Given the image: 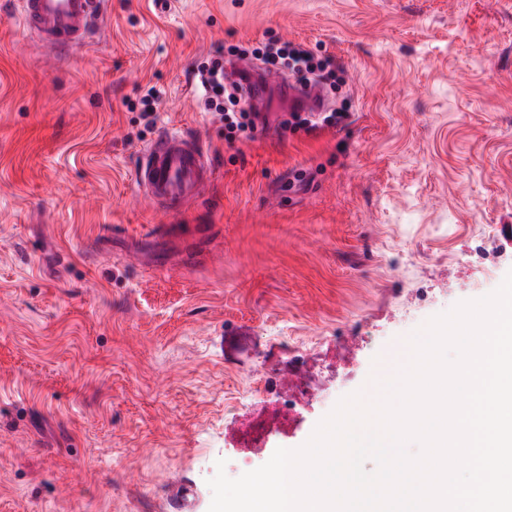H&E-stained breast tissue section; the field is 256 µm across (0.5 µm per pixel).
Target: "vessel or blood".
I'll list each match as a JSON object with an SVG mask.
<instances>
[{
    "label": "vessel or blood",
    "mask_w": 512,
    "mask_h": 512,
    "mask_svg": "<svg viewBox=\"0 0 512 512\" xmlns=\"http://www.w3.org/2000/svg\"><path fill=\"white\" fill-rule=\"evenodd\" d=\"M103 4L104 0H8L6 11L46 47L68 51L85 42ZM214 173L212 156L198 138L165 130L140 152L134 178L142 197L178 213L202 199Z\"/></svg>",
    "instance_id": "vessel-or-blood-1"
}]
</instances>
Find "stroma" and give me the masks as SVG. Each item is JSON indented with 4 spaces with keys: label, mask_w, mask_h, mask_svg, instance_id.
<instances>
[{
    "label": "stroma",
    "mask_w": 512,
    "mask_h": 512,
    "mask_svg": "<svg viewBox=\"0 0 512 512\" xmlns=\"http://www.w3.org/2000/svg\"><path fill=\"white\" fill-rule=\"evenodd\" d=\"M271 39L336 60L348 117L228 142L193 75ZM167 128L217 165L175 217L134 185ZM511 271L512 0H107L60 60L0 13V512H209L279 342L346 360L269 456Z\"/></svg>",
    "instance_id": "obj_1"
}]
</instances>
